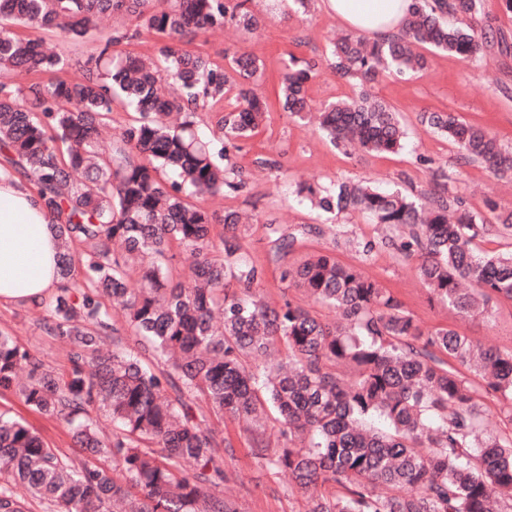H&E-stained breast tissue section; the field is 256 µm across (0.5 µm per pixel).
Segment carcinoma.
I'll list each match as a JSON object with an SVG mask.
<instances>
[{
	"mask_svg": "<svg viewBox=\"0 0 512 512\" xmlns=\"http://www.w3.org/2000/svg\"><path fill=\"white\" fill-rule=\"evenodd\" d=\"M254 3L0 0L3 174L30 184L63 238V283L40 328L65 342L68 361L55 371L0 330V391L64 422L82 450L68 456L1 410L0 512L33 502L43 512H246L224 492L231 446L214 424L226 415L244 421L257 458L310 494L309 512H512V433L485 432L478 393L457 369L479 371L512 421V349L423 329L331 250L285 263L300 237L270 224L280 281L340 321L289 299L271 304L266 268L244 252L249 226L235 211L197 204L241 187L219 143L250 137L269 105L256 93L264 65L255 54L219 64L186 45L227 25L255 33L263 18ZM479 3L414 0L401 37L334 43L336 74L374 82L389 70L423 71L422 48L477 60L498 38L473 25ZM17 25L56 28L95 50L69 78V60L17 35ZM140 32L160 38L156 57L114 50ZM23 74L33 79L15 85ZM313 74L296 57L285 65L278 98L290 117L316 119L337 147H404L396 113L367 94L315 110ZM117 108L136 118L105 141ZM422 122L461 159L512 177V148L487 127L453 112H425ZM304 191L323 213L365 212L401 232L381 245L418 259L438 303L488 317L492 300L512 302V250L490 255L476 244L495 224L511 230L512 211L492 207L488 219L456 198L353 181ZM378 418L385 428L367 426ZM335 485L347 493L327 490Z\"/></svg>",
	"mask_w": 512,
	"mask_h": 512,
	"instance_id": "obj_1",
	"label": "carcinoma"
}]
</instances>
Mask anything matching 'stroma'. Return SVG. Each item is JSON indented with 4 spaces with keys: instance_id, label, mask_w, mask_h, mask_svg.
<instances>
[{
    "instance_id": "35a3bbf8",
    "label": "stroma",
    "mask_w": 512,
    "mask_h": 512,
    "mask_svg": "<svg viewBox=\"0 0 512 512\" xmlns=\"http://www.w3.org/2000/svg\"><path fill=\"white\" fill-rule=\"evenodd\" d=\"M344 31L343 24L323 10L320 0H311L305 10L295 7L266 13L256 34L245 35L227 27L198 37L189 49L218 61L239 50L254 52L266 66L267 79L258 92L270 99L289 56L309 61L315 74L308 84V97L313 103L328 104L354 97L359 91L358 86L339 78L332 67L330 42ZM371 91L399 114L407 141L401 152L380 156L344 152L314 127L290 118L275 105L265 125L231 153L232 163L243 172V188L203 199V207L248 216L253 230L244 247L248 257L263 266L268 263L270 248L266 225L295 232L307 224H320V233L303 234L300 244L289 253L288 263L334 250L341 262L362 264L365 274L389 289L423 327H449L471 340L512 348L511 301H493L489 318L463 316L432 303L417 275L416 260L381 247L383 231L377 224L358 213H342L333 221L321 222L316 210L297 194L304 182L331 187L342 181L367 180L379 188H397L408 194L446 188L460 197L466 208L481 215L492 205L501 212L512 211V178L495 177L477 162H461L456 147L427 132L421 122L424 111H452L466 122L490 126L503 144L512 146V52L503 55L489 48L479 62L435 53L428 71L385 74ZM348 240L375 242L369 260L345 248ZM40 314V309L28 306H0V330L16 336L47 365L64 369V347L43 335L38 325ZM1 406L24 417L50 446L76 455L65 425L30 411L8 392L0 393ZM223 431L234 448L233 455L225 459L234 476L228 495L247 503L249 512H307L308 499L291 477L254 457L242 422L225 417Z\"/></svg>"
}]
</instances>
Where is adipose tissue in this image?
<instances>
[{"mask_svg": "<svg viewBox=\"0 0 512 512\" xmlns=\"http://www.w3.org/2000/svg\"><path fill=\"white\" fill-rule=\"evenodd\" d=\"M412 0H322L350 31L382 40L403 29ZM59 237L44 203L0 174V305L42 303L60 287Z\"/></svg>", "mask_w": 512, "mask_h": 512, "instance_id": "adipose-tissue-1", "label": "adipose tissue"}]
</instances>
